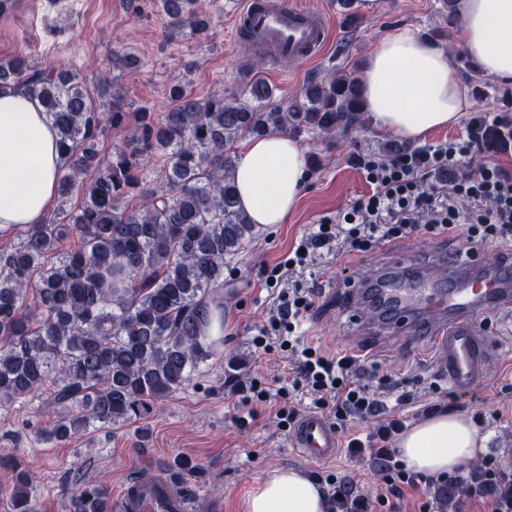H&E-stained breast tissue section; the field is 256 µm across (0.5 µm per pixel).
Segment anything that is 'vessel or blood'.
Returning <instances> with one entry per match:
<instances>
[{
    "instance_id": "1",
    "label": "vessel or blood",
    "mask_w": 512,
    "mask_h": 512,
    "mask_svg": "<svg viewBox=\"0 0 512 512\" xmlns=\"http://www.w3.org/2000/svg\"><path fill=\"white\" fill-rule=\"evenodd\" d=\"M332 24L301 0H243L234 31L248 48L266 55L275 70L288 71L316 60L329 44ZM375 293L352 284L345 294L351 308L376 300L377 323L428 342L435 372L461 393L487 376L493 358L481 320L487 311L512 317V265L482 266L472 255L438 256L414 274L391 269ZM293 446L315 461L334 459L343 443L322 414L303 413L291 432ZM114 512H189V499L164 480L127 482Z\"/></svg>"
}]
</instances>
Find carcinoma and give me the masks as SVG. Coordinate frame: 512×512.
<instances>
[{"label":"carcinoma","instance_id":"obj_1","mask_svg":"<svg viewBox=\"0 0 512 512\" xmlns=\"http://www.w3.org/2000/svg\"><path fill=\"white\" fill-rule=\"evenodd\" d=\"M193 2L161 0L169 36H208ZM5 85L24 89L51 119L62 175L57 210L0 251V406L49 392L65 410L41 433L53 444L92 424L146 418L216 355L223 337L209 330L224 316L214 293L227 260L255 234L236 197L231 149L290 128L333 136L358 122L362 103L358 82L336 71L286 107L257 78L242 103L197 98L176 81L164 118L144 108L130 129L119 100L98 111L71 71L0 59ZM112 132L124 134V146L107 156L102 142ZM475 134L489 146L512 139L503 124H478ZM154 154L162 167L151 182L143 164ZM35 482L16 471L10 512H33ZM66 500V512H112L103 481L77 484Z\"/></svg>","mask_w":512,"mask_h":512}]
</instances>
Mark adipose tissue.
Wrapping results in <instances>:
<instances>
[{"instance_id": "adipose-tissue-1", "label": "adipose tissue", "mask_w": 512, "mask_h": 512, "mask_svg": "<svg viewBox=\"0 0 512 512\" xmlns=\"http://www.w3.org/2000/svg\"><path fill=\"white\" fill-rule=\"evenodd\" d=\"M461 45L481 71L512 83V0H459ZM364 109L379 132L413 142L460 121L472 105L468 87L444 46L410 29L385 33L359 78ZM61 175L55 131L41 104L23 89L0 88V230L45 223ZM241 208L263 228L283 223L310 171L305 151L274 132L248 140L232 175ZM471 421L439 414L397 443L406 467L425 476L451 472L479 453ZM242 512H326L319 488L301 472L273 469L256 480Z\"/></svg>"}]
</instances>
